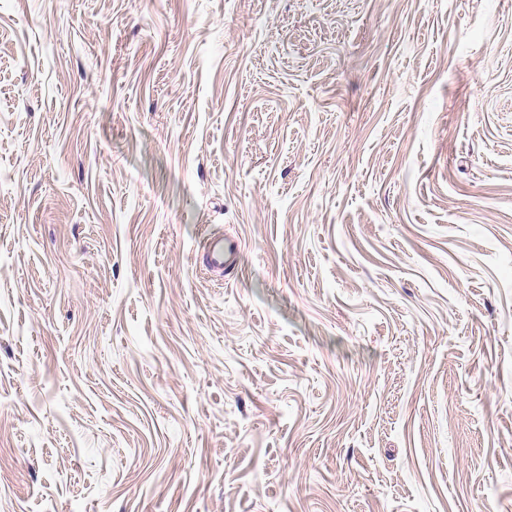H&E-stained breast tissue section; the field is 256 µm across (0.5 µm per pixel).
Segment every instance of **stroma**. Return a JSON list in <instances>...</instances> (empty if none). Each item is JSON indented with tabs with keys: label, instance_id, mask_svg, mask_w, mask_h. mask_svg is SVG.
Masks as SVG:
<instances>
[{
	"label": "stroma",
	"instance_id": "obj_1",
	"mask_svg": "<svg viewBox=\"0 0 512 512\" xmlns=\"http://www.w3.org/2000/svg\"><path fill=\"white\" fill-rule=\"evenodd\" d=\"M0 512H512V0H0ZM239 259V243L219 235L210 236L202 248L203 266L210 272L222 275L224 269L234 267Z\"/></svg>",
	"mask_w": 512,
	"mask_h": 512
}]
</instances>
